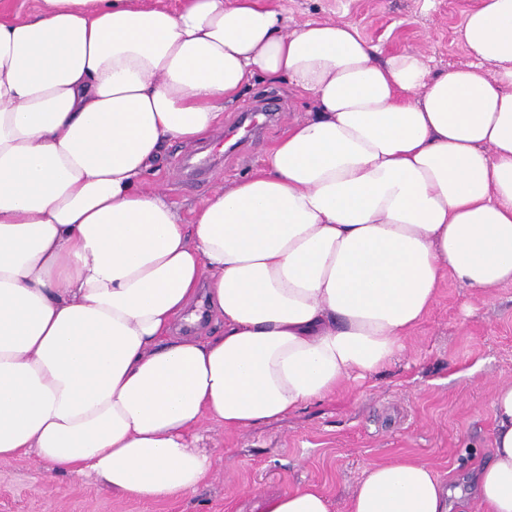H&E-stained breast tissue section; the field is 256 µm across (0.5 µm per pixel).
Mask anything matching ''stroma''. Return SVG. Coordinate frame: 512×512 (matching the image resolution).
I'll return each instance as SVG.
<instances>
[{
  "mask_svg": "<svg viewBox=\"0 0 512 512\" xmlns=\"http://www.w3.org/2000/svg\"><path fill=\"white\" fill-rule=\"evenodd\" d=\"M482 0H282L293 21L356 24L380 56L421 52L432 71L469 62L459 30ZM280 110L261 137L246 143L242 105L265 92ZM312 109L287 83L256 77L206 140L215 152L207 182L186 183V162L199 148L172 143L145 188L161 191L190 217L220 185L259 167L290 122ZM512 382V284L489 291L462 286L444 273L433 308L412 331L405 351L378 374L348 382L336 394L263 426L229 431L207 420L187 438L210 457L207 478L193 495L155 502L103 489L88 475L47 478L34 455L0 463V512H261L264 499L315 486L348 512V498L375 463L413 457L454 486L467 488L470 459L489 447L496 388Z\"/></svg>",
  "mask_w": 512,
  "mask_h": 512,
  "instance_id": "obj_1",
  "label": "stroma"
}]
</instances>
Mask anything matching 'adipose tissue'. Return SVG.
I'll list each match as a JSON object with an SVG mask.
<instances>
[{
	"instance_id": "ef3b65f1",
	"label": "adipose tissue",
	"mask_w": 512,
	"mask_h": 512,
	"mask_svg": "<svg viewBox=\"0 0 512 512\" xmlns=\"http://www.w3.org/2000/svg\"><path fill=\"white\" fill-rule=\"evenodd\" d=\"M471 63L386 58L348 21L280 0H37L0 19V461L194 494L184 437L287 417L394 361L443 271L512 283V0H483ZM316 104L261 168L183 220L144 180L206 139L255 74ZM217 329L177 335L198 295ZM471 485L512 512V384ZM417 459L367 468L348 512H450ZM264 512H331L320 489Z\"/></svg>"
}]
</instances>
